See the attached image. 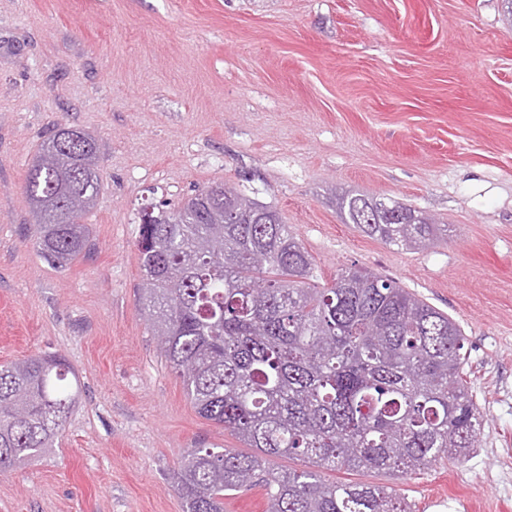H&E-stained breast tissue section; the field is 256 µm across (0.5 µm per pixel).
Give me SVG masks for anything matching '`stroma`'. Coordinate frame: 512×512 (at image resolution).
Returning a JSON list of instances; mask_svg holds the SVG:
<instances>
[{"label":"stroma","instance_id":"1","mask_svg":"<svg viewBox=\"0 0 512 512\" xmlns=\"http://www.w3.org/2000/svg\"><path fill=\"white\" fill-rule=\"evenodd\" d=\"M99 146L91 253L24 238L43 139ZM214 182L268 203L320 281L362 267L460 326L484 414L458 464L364 473L414 512H512V20L501 0H0V365L56 352L82 395L50 454L0 476V512H185L174 472L201 417L141 316L136 210ZM447 226L399 250L335 192Z\"/></svg>","mask_w":512,"mask_h":512}]
</instances>
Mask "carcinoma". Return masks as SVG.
Listing matches in <instances>:
<instances>
[{
    "label": "carcinoma",
    "mask_w": 512,
    "mask_h": 512,
    "mask_svg": "<svg viewBox=\"0 0 512 512\" xmlns=\"http://www.w3.org/2000/svg\"><path fill=\"white\" fill-rule=\"evenodd\" d=\"M95 139L59 127L41 144L25 194V234L51 264L89 255L81 216L100 191ZM346 224L389 246L425 249L440 225L391 198L343 193ZM140 310L160 354L205 420L252 453L201 446L175 472L186 512L262 483L265 512H413L391 488L329 472L421 474L459 462L483 415L464 378L458 324L396 282L345 268L320 285L308 251L268 204L212 183L137 209ZM82 391L61 355L0 365V475L53 448ZM295 457L300 470L275 461Z\"/></svg>",
    "instance_id": "cac0c4a2"
}]
</instances>
